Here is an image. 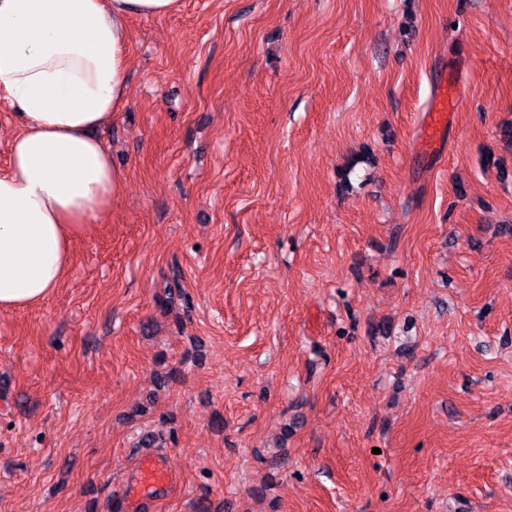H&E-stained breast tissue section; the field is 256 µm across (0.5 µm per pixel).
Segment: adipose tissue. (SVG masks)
I'll list each match as a JSON object with an SVG mask.
<instances>
[{"mask_svg":"<svg viewBox=\"0 0 512 512\" xmlns=\"http://www.w3.org/2000/svg\"><path fill=\"white\" fill-rule=\"evenodd\" d=\"M180 0H0V95L20 130L0 172V311L45 300L125 184L97 138L127 93L128 18Z\"/></svg>","mask_w":512,"mask_h":512,"instance_id":"obj_1","label":"adipose tissue"}]
</instances>
